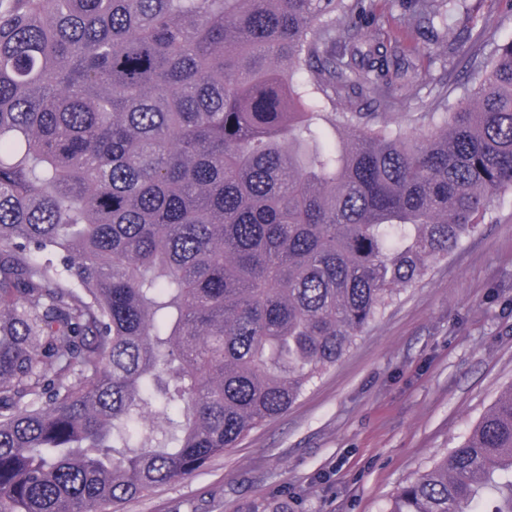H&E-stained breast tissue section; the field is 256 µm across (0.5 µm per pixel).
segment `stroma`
Segmentation results:
<instances>
[{"instance_id":"1","label":"stroma","mask_w":512,"mask_h":512,"mask_svg":"<svg viewBox=\"0 0 512 512\" xmlns=\"http://www.w3.org/2000/svg\"><path fill=\"white\" fill-rule=\"evenodd\" d=\"M486 48L512 40L504 0H465ZM415 94L383 115L412 127L431 90L467 87L464 64L417 58ZM512 386V192L477 235L403 292L288 410L194 476L124 512H383Z\"/></svg>"}]
</instances>
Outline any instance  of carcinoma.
Listing matches in <instances>:
<instances>
[{
    "mask_svg": "<svg viewBox=\"0 0 512 512\" xmlns=\"http://www.w3.org/2000/svg\"><path fill=\"white\" fill-rule=\"evenodd\" d=\"M410 2L457 59L462 0ZM409 55L374 0H0V512L192 476L478 231L512 40L420 132L375 127ZM146 410L165 438L133 448ZM384 512H512V386Z\"/></svg>",
    "mask_w": 512,
    "mask_h": 512,
    "instance_id": "carcinoma-1",
    "label": "carcinoma"
}]
</instances>
